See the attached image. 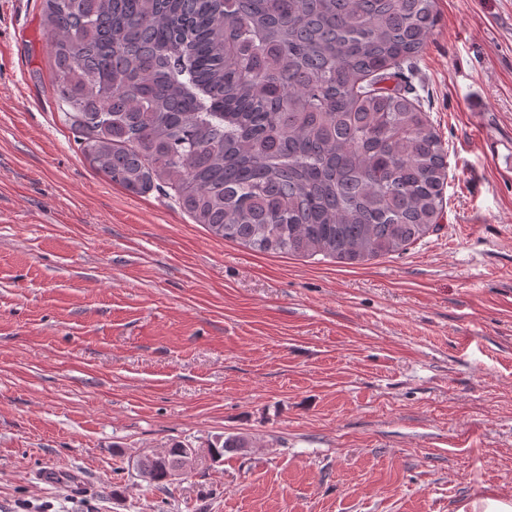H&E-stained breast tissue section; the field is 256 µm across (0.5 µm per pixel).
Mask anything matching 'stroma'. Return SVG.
Returning a JSON list of instances; mask_svg holds the SVG:
<instances>
[{
  "label": "stroma",
  "mask_w": 512,
  "mask_h": 512,
  "mask_svg": "<svg viewBox=\"0 0 512 512\" xmlns=\"http://www.w3.org/2000/svg\"><path fill=\"white\" fill-rule=\"evenodd\" d=\"M43 0H0V512L512 510V0H436V231L348 264L91 168ZM243 435L167 495L131 466ZM51 466L61 484L40 482ZM223 438V437H222ZM222 438L219 437L215 442L208 445L210 448V460L213 462L220 461L224 457V453L228 451H242L243 448H250L248 439L240 435H229Z\"/></svg>",
  "instance_id": "obj_1"
}]
</instances>
